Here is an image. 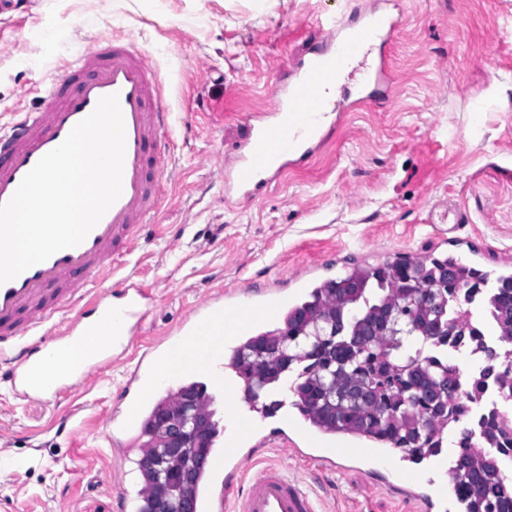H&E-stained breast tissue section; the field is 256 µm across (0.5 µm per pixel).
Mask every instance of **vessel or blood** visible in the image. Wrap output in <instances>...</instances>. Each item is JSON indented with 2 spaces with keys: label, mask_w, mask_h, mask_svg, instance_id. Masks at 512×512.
<instances>
[{
  "label": "vessel or blood",
  "mask_w": 512,
  "mask_h": 512,
  "mask_svg": "<svg viewBox=\"0 0 512 512\" xmlns=\"http://www.w3.org/2000/svg\"><path fill=\"white\" fill-rule=\"evenodd\" d=\"M402 24L396 8L374 7L350 23L339 15L316 23L317 42L293 70L272 83V102L254 118L251 134L237 145L224 168V192L252 203L270 177L309 162L327 141L323 123L338 110L328 93L347 75H358V102L392 97L389 50ZM117 95L125 128L122 193L85 240L53 254L16 278L0 284V353L12 352L5 379L15 398L49 402L78 391L112 361L125 356L142 329L152 300L146 286L129 277L108 279L144 225L154 223L161 207L166 170L161 142L170 125L158 70L129 39L100 36L92 51L74 59L53 80L36 111L22 113L0 128V204L15 193L25 175L95 109L100 98ZM296 294L269 288L240 301L217 292L192 307L167 335L148 345L117 399L122 418L108 417L104 434L136 431L140 414L154 400L148 384L167 353L190 351L188 372L205 376L212 400L228 411L230 430L217 437L204 469L205 485L196 489L194 512H316L301 482L274 464L248 472L245 462L267 444L241 400L234 379L225 377V354L241 337L276 322ZM68 312L63 329L49 327L58 312ZM113 338L88 340L102 322ZM88 345L76 367L53 370L54 356ZM289 456L331 470L380 467V448L328 432L288 425ZM390 492L408 501L413 512H447L454 496L447 484L427 481L420 470L397 469Z\"/></svg>",
  "instance_id": "vessel-or-blood-1"
}]
</instances>
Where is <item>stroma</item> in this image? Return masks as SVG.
Instances as JSON below:
<instances>
[{
  "label": "stroma",
  "mask_w": 512,
  "mask_h": 512,
  "mask_svg": "<svg viewBox=\"0 0 512 512\" xmlns=\"http://www.w3.org/2000/svg\"><path fill=\"white\" fill-rule=\"evenodd\" d=\"M371 2L33 0L0 12V126L105 33L132 39L164 77L159 221L120 270L153 294L147 336L220 286H313L404 255L512 270V0H398L394 97L332 122L323 154L256 203L225 200L224 162L266 111L272 76L313 43L312 20ZM132 367L117 360L57 404L14 399L0 380V512H111L123 489L137 501L132 461L116 464L102 437ZM285 465L317 512H408L366 471Z\"/></svg>",
  "instance_id": "35a3bbf8"
}]
</instances>
